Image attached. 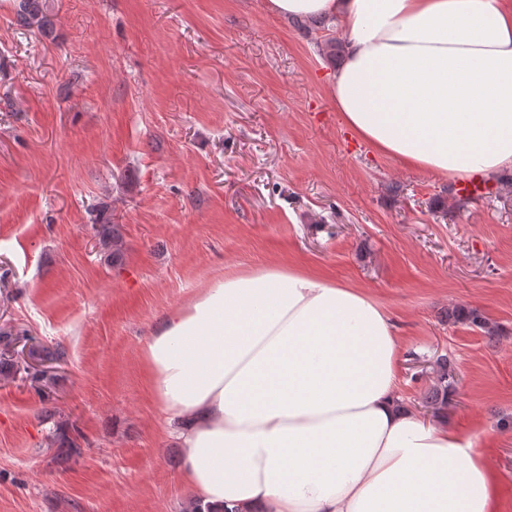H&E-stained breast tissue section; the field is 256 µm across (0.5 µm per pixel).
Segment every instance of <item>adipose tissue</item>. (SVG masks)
Here are the masks:
<instances>
[{
	"instance_id": "ef3b65f1",
	"label": "adipose tissue",
	"mask_w": 512,
	"mask_h": 512,
	"mask_svg": "<svg viewBox=\"0 0 512 512\" xmlns=\"http://www.w3.org/2000/svg\"><path fill=\"white\" fill-rule=\"evenodd\" d=\"M333 20L329 89L376 152L443 179L512 171V0H265ZM366 291L283 265L216 278L141 350L202 512H499L488 443L398 394Z\"/></svg>"
}]
</instances>
